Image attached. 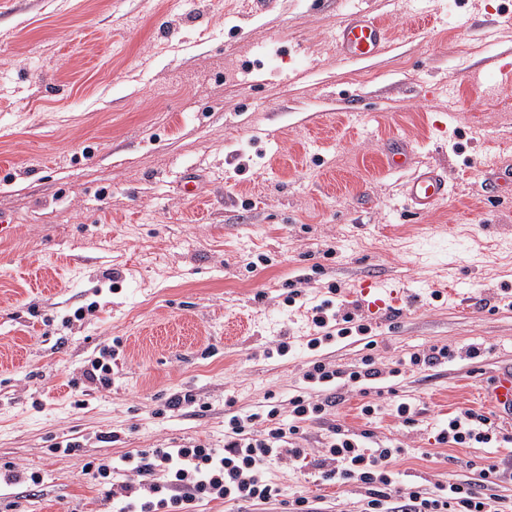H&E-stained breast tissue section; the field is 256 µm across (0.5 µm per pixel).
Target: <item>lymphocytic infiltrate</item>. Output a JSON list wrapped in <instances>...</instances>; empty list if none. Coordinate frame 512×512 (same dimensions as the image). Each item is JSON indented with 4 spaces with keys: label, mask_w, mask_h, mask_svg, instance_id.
<instances>
[{
    "label": "lymphocytic infiltrate",
    "mask_w": 512,
    "mask_h": 512,
    "mask_svg": "<svg viewBox=\"0 0 512 512\" xmlns=\"http://www.w3.org/2000/svg\"><path fill=\"white\" fill-rule=\"evenodd\" d=\"M382 370L373 354L362 357L358 366L344 370L321 360L312 361L304 374L313 384L330 387L338 381H374ZM290 420L281 423L277 402H268L260 412L232 415L224 422V445L203 444L182 448H150L128 456L138 485H121L111 493L115 512H193L204 499H224L238 505L281 501L285 512H317L304 495L285 497L283 488L268 477L272 462L306 459L308 450L304 423L324 419L332 399L312 400L298 393L288 399ZM497 433L489 417L465 409L448 419L437 441L466 446L489 445ZM321 453L336 463L321 478L363 489L361 512H497V495L492 494L495 467L481 470L478 483L437 486L433 496H423L418 487L403 484L396 465L403 448L392 439H381L373 431L351 433L334 429ZM164 481H156L157 473Z\"/></svg>",
    "instance_id": "f902f5d3"
}]
</instances>
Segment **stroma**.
Returning <instances> with one entry per match:
<instances>
[{
	"mask_svg": "<svg viewBox=\"0 0 512 512\" xmlns=\"http://www.w3.org/2000/svg\"><path fill=\"white\" fill-rule=\"evenodd\" d=\"M358 5L390 33L368 61L336 52L346 0H278L265 15L242 0H0V512H113L86 462L114 464L118 484L135 450L223 447L225 417L268 394L325 398L309 362L350 369L366 353L352 337L306 347L309 299L333 284L383 374L367 396L340 384L306 427L311 455L271 464L272 481L355 512L357 487L320 479L317 449L338 426L398 439L403 483H475L493 463L512 500L511 426L497 423L496 448L436 441L457 410H484L512 362V185L496 183L512 168V88L490 68L512 54L498 25L512 0ZM392 138L447 173L452 195L431 213L407 212L404 173L382 163ZM187 168L205 177L198 195L180 189ZM368 272L415 304L359 311ZM432 345L454 359L410 365ZM104 350L107 386L85 376ZM399 401L413 425L394 417ZM70 441L79 451L53 452Z\"/></svg>",
	"mask_w": 512,
	"mask_h": 512,
	"instance_id": "1",
	"label": "stroma"
}]
</instances>
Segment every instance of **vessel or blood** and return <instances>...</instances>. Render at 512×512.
Returning a JSON list of instances; mask_svg holds the SVG:
<instances>
[{
    "instance_id": "obj_1",
    "label": "vessel or blood",
    "mask_w": 512,
    "mask_h": 512,
    "mask_svg": "<svg viewBox=\"0 0 512 512\" xmlns=\"http://www.w3.org/2000/svg\"><path fill=\"white\" fill-rule=\"evenodd\" d=\"M338 54L345 59L368 60L379 56L388 40L386 25L362 8L350 10L335 32ZM451 190L444 172L426 164L412 170L402 185V197L410 213L423 215L445 202ZM355 295L363 310L376 317L395 311L401 303H412L405 289L380 275L361 278ZM485 403L501 417L512 416V365L501 367L492 384L482 392Z\"/></svg>"
}]
</instances>
